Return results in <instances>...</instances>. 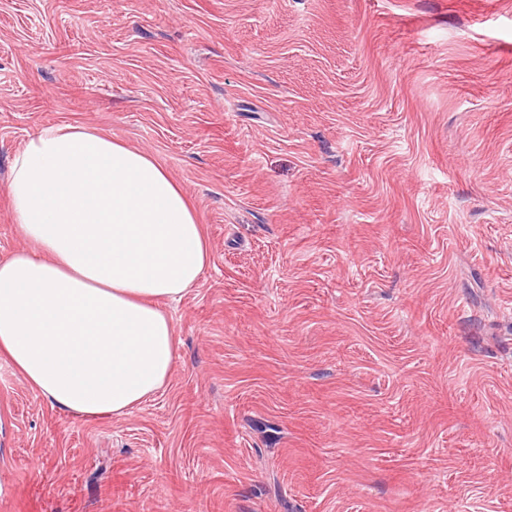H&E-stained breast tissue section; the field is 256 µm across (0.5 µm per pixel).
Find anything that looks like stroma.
Wrapping results in <instances>:
<instances>
[{
    "instance_id": "obj_1",
    "label": "stroma",
    "mask_w": 512,
    "mask_h": 512,
    "mask_svg": "<svg viewBox=\"0 0 512 512\" xmlns=\"http://www.w3.org/2000/svg\"><path fill=\"white\" fill-rule=\"evenodd\" d=\"M66 124L211 260L126 415L0 364V512H512V0H0V257Z\"/></svg>"
}]
</instances>
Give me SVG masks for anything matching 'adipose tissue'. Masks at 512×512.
<instances>
[{
	"label": "adipose tissue",
	"mask_w": 512,
	"mask_h": 512,
	"mask_svg": "<svg viewBox=\"0 0 512 512\" xmlns=\"http://www.w3.org/2000/svg\"><path fill=\"white\" fill-rule=\"evenodd\" d=\"M8 195L34 248L0 258V354L61 409L128 413L173 370L162 302L209 264L193 207L149 154L71 125L14 155Z\"/></svg>",
	"instance_id": "adipose-tissue-1"
}]
</instances>
